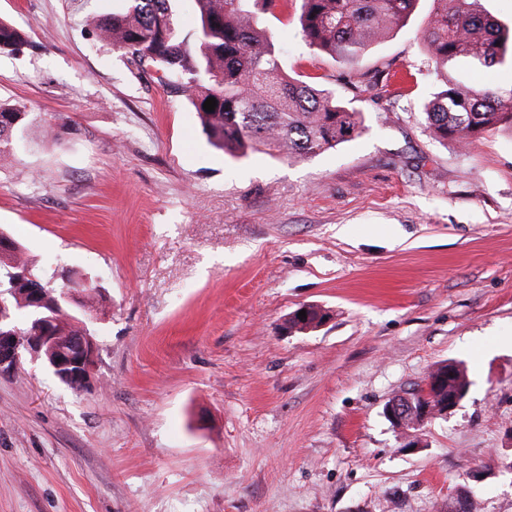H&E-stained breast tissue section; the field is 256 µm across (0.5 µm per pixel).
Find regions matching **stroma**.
Returning a JSON list of instances; mask_svg holds the SVG:
<instances>
[{"instance_id":"obj_1","label":"stroma","mask_w":512,"mask_h":512,"mask_svg":"<svg viewBox=\"0 0 512 512\" xmlns=\"http://www.w3.org/2000/svg\"><path fill=\"white\" fill-rule=\"evenodd\" d=\"M128 6L0 0L29 36L0 99L68 121L0 164V229L105 299L87 390L27 353L0 374V512H512V131L430 135L432 0L355 71L305 44L299 0L272 21L285 70L363 117L306 160L212 147L93 30ZM303 305L329 320L286 331ZM448 359L469 393L406 448L384 407Z\"/></svg>"}]
</instances>
